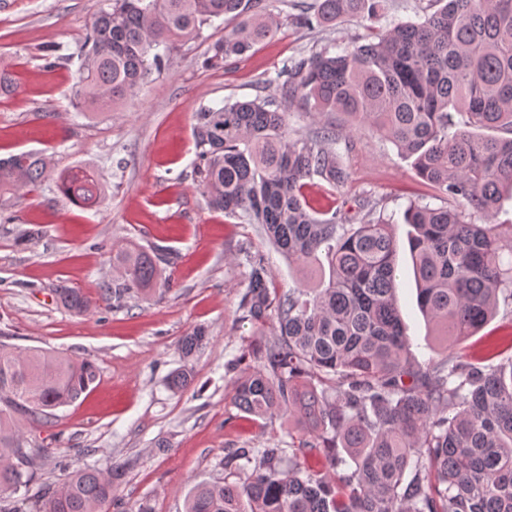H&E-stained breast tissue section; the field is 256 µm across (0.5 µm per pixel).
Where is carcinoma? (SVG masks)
<instances>
[{
  "label": "carcinoma",
  "mask_w": 512,
  "mask_h": 512,
  "mask_svg": "<svg viewBox=\"0 0 512 512\" xmlns=\"http://www.w3.org/2000/svg\"><path fill=\"white\" fill-rule=\"evenodd\" d=\"M261 0H108L77 53V104L113 112L165 68L160 48L190 42L224 18L234 22L206 63L220 67L274 37L279 23ZM384 0H314L296 23L374 20ZM273 97L227 102L196 113L197 172L208 205L258 225L290 262L328 268L316 288L270 292L260 256L251 266L242 318H274L275 337L251 349L239 371L235 407L254 418L288 415L298 436L288 447L233 448L224 467L238 479L199 483L185 512H512V357L496 366L453 353L421 367L410 353L395 301L396 245L383 217L350 224L340 210H316L305 195L317 176L341 187L349 173L336 149L344 131L289 135L299 100L315 112L367 122L412 160L416 175L454 205L412 203L404 221L422 312L447 346L475 335L499 302L512 305V223L477 224L512 192V0H432L419 20L384 27L341 52L325 48L285 71ZM465 116L460 128L454 114ZM49 161L22 151L0 159V212L42 182ZM102 184L86 169L59 176L58 190L86 206ZM165 249L112 250L116 276L99 300L118 310L148 294ZM81 315L93 306L79 288L55 289ZM182 337L188 363L206 343ZM99 369L44 349L0 341V498L25 489L37 512H101L112 504L121 466L69 470L42 482L45 454L20 425L47 424L97 381ZM318 452L331 472L306 466Z\"/></svg>",
  "instance_id": "1"
}]
</instances>
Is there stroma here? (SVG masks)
<instances>
[{
  "instance_id": "obj_1",
  "label": "stroma",
  "mask_w": 512,
  "mask_h": 512,
  "mask_svg": "<svg viewBox=\"0 0 512 512\" xmlns=\"http://www.w3.org/2000/svg\"><path fill=\"white\" fill-rule=\"evenodd\" d=\"M302 2L262 0L280 20L277 35L220 67L205 59L224 35L222 22L204 28L195 41L172 43L165 70L131 102L83 117L73 98L76 66L67 57L82 45L104 0H0V61L14 78L10 91L0 92V158L33 151L52 161L50 175L0 215V341L96 362L99 377L90 391L57 409L53 424H30L26 431L51 453L38 472L42 480H56L55 463L62 459L101 469L126 465L107 512H137L144 502L153 512H184L194 484L230 479L228 450L289 442L287 417L255 419L232 401L235 375L228 364L273 334L271 325L242 318L248 283L243 254L263 256L281 292L316 287L320 276L316 268L288 263L256 225L208 206L197 173L195 114L204 106L274 94L291 62L329 45L369 42L391 22L418 20L429 4L387 0L378 20L306 28L294 21ZM287 124L298 134L350 126L338 145L348 182L333 188L311 179L307 199L317 208L341 209L358 223L372 211L384 213L398 243L397 301L412 355L422 365L441 358L444 346L417 305L404 211L413 201L440 207L443 198L369 124L301 104L290 107ZM75 166L101 175L98 203L78 207L59 193V174ZM34 225L42 230L40 239L20 244L22 232ZM129 243L168 249L165 297L138 295L126 308L103 305L86 315L56 303L61 284L97 296L112 278L113 247ZM197 327L207 329L208 343L187 364L178 345ZM492 349L512 356L510 306L500 305L455 352L477 364ZM185 365L192 381L172 391L168 378ZM160 439L167 440L166 449L156 448Z\"/></svg>"
}]
</instances>
